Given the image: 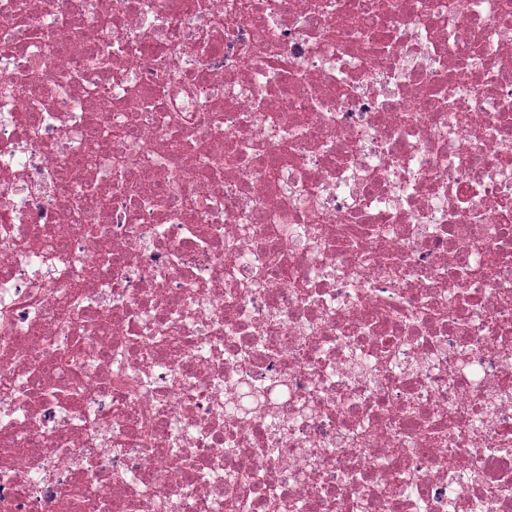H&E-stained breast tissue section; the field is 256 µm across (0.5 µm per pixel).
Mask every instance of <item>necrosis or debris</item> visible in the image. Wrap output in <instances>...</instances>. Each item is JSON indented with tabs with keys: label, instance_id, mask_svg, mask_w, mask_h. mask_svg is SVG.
<instances>
[{
	"label": "necrosis or debris",
	"instance_id": "obj_1",
	"mask_svg": "<svg viewBox=\"0 0 512 512\" xmlns=\"http://www.w3.org/2000/svg\"><path fill=\"white\" fill-rule=\"evenodd\" d=\"M464 502L512 512V0H0V512Z\"/></svg>",
	"mask_w": 512,
	"mask_h": 512
}]
</instances>
